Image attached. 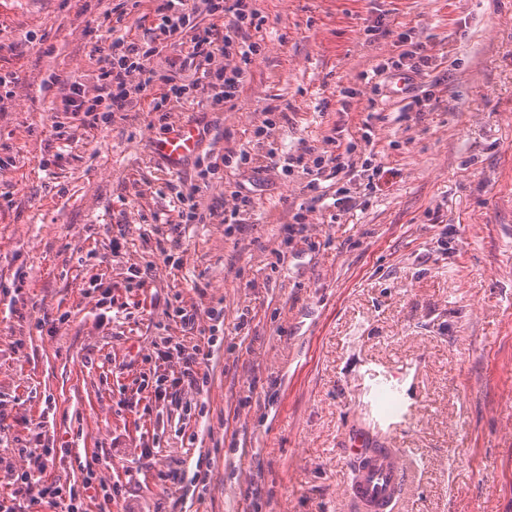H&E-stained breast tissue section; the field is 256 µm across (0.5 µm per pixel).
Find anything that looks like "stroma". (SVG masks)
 Here are the masks:
<instances>
[{"instance_id": "stroma-1", "label": "stroma", "mask_w": 512, "mask_h": 512, "mask_svg": "<svg viewBox=\"0 0 512 512\" xmlns=\"http://www.w3.org/2000/svg\"><path fill=\"white\" fill-rule=\"evenodd\" d=\"M257 7L263 51L234 105L199 93L169 112L202 134L173 170L161 87L93 127L64 110L71 82L94 90L98 45L151 40L152 0H0V496L40 422L44 479L117 485L86 512H353L344 443L361 430L402 451L395 512H512V0ZM402 33L430 49L407 82L431 110L370 78ZM275 106L287 122L259 134ZM331 135L357 166L315 192L237 163ZM237 185L253 209L221 223ZM188 191L200 218L180 224ZM172 341L206 354L204 382L159 400Z\"/></svg>"}]
</instances>
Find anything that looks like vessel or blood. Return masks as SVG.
<instances>
[{"instance_id":"b4317fda","label":"vessel or blood","mask_w":512,"mask_h":512,"mask_svg":"<svg viewBox=\"0 0 512 512\" xmlns=\"http://www.w3.org/2000/svg\"><path fill=\"white\" fill-rule=\"evenodd\" d=\"M198 144L194 128L178 125L157 141L156 150L176 170L196 152ZM348 452L358 462L348 484V496L357 512H392L404 481L399 449L358 433L353 435Z\"/></svg>"}]
</instances>
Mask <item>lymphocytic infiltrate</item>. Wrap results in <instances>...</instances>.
<instances>
[{
  "label": "lymphocytic infiltrate",
  "instance_id": "f902f5d3",
  "mask_svg": "<svg viewBox=\"0 0 512 512\" xmlns=\"http://www.w3.org/2000/svg\"><path fill=\"white\" fill-rule=\"evenodd\" d=\"M157 24L156 39L162 41L183 40L189 42L191 54L205 60H213L215 54L234 58V65L202 69L199 76L187 84L172 83L169 76L153 61L155 49L118 36L109 44L97 47V94L87 97L84 90L71 86L66 97L69 112L78 116L82 125L93 126L99 111L123 112L139 101L146 91L163 86L159 98L153 99L156 112L171 111L173 105L187 101L193 90L207 91L213 104H230L241 93L245 78V66L262 51V44L254 36L265 22L256 0H155ZM205 14L214 17L213 25L197 29L190 24L194 16ZM327 147L314 158L305 155L279 157L275 153L255 155L244 151L239 155L241 164L261 171L279 168L285 172L301 169L307 175L306 188L316 191L322 178L336 177L353 169L351 157L340 154L336 137L326 139ZM27 459L26 467L17 472L9 497L0 499V512H30L31 505L45 501L57 512H84L83 489L93 488L95 472H88L83 489L57 484L44 479L47 451L43 448H26L22 451Z\"/></svg>",
  "mask_w": 512,
  "mask_h": 512
}]
</instances>
